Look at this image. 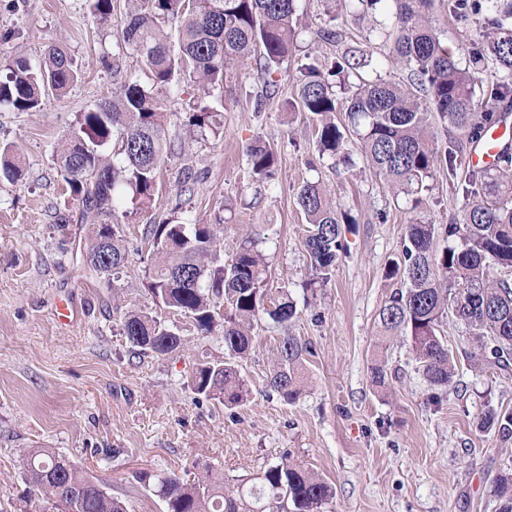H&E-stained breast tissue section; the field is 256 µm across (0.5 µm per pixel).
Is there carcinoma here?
I'll use <instances>...</instances> for the list:
<instances>
[{"label": "carcinoma", "mask_w": 512, "mask_h": 512, "mask_svg": "<svg viewBox=\"0 0 512 512\" xmlns=\"http://www.w3.org/2000/svg\"><path fill=\"white\" fill-rule=\"evenodd\" d=\"M395 4L386 62L408 70L409 84L381 77L362 80L340 101L333 81L366 65L348 47L329 62L313 59L300 68L291 106L314 121L319 155L343 158L348 136L334 114H348L369 167L394 196L411 209L423 204L430 180L441 167L457 179L468 145L499 122L496 109L512 104V0H448V18L467 22L478 16L485 30L462 67L445 47L425 13L430 0H392ZM297 0H135L123 24L113 62L125 50L135 52L148 70L150 83L127 81L112 97L79 114L75 127L54 149L64 180L78 196L82 224H96L85 243L87 266L101 287L110 286L125 266L118 202L129 195L135 208L155 201L160 169L171 150L164 120L166 94L182 79L197 86L220 85L228 68L252 54L263 59L265 75L288 60L295 41ZM173 23L176 35L163 24ZM500 73L488 98L476 99L480 75ZM79 79L74 61L53 45L44 59L16 60L0 79V105L18 111L40 108L49 95L62 96ZM448 122V144L433 145L430 118ZM189 125L204 133H222L217 114L194 106ZM252 176L268 182L276 176V154L260 136L246 147ZM15 149L0 147V174L18 171ZM468 200L461 218L441 227L422 216L407 225L390 275L399 279L377 315L380 339L397 333L410 337L419 369L429 386H448L460 360L481 364L502 375L512 373V153L499 152L495 163L472 170L461 184ZM306 221L304 247L310 278L305 288L322 287L345 251L342 225L356 223L329 199L318 181H304L296 192ZM149 238L160 254L147 283L156 305L190 319L203 336L223 338L229 358L197 363L190 378L194 393L236 406L248 396L237 359L251 349L256 329L267 319L283 325L297 314L288 289L272 293L265 284L262 255L242 246L227 263L219 260L217 235L210 224L149 225ZM444 246L434 249L436 239ZM497 270L499 275L491 272ZM462 323L473 347L457 354L442 334L447 318ZM123 333L141 354L167 357L183 348L181 336L157 319L136 311L122 320ZM311 346L284 336L276 349L267 385L288 402L301 392V369ZM480 427L512 437V410L488 406ZM25 502L37 496L52 502L55 512H127L126 504L90 478L69 457L52 448L24 449ZM260 485L224 484V475L208 464L185 481L176 474L155 486L167 512H322L334 497L325 480L284 457L262 471ZM497 512H512V473L495 479Z\"/></svg>", "instance_id": "cac0c4a2"}]
</instances>
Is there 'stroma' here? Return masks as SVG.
<instances>
[{"label": "stroma", "instance_id": "1", "mask_svg": "<svg viewBox=\"0 0 512 512\" xmlns=\"http://www.w3.org/2000/svg\"><path fill=\"white\" fill-rule=\"evenodd\" d=\"M112 4L111 20L102 22L90 0H0L1 77L16 58L37 61L55 42L66 45L82 75L41 109L0 106V143L17 144L22 163L17 181L0 179V512L25 508L20 451L32 445L68 456L130 512H165L154 493L161 476L189 479L197 464L209 463L236 484L283 457L333 485L323 512H496L493 483L512 469V439L481 431L478 421L487 406L512 409V376L464 361L436 399L408 336L377 348L375 317L399 285L389 264L417 214L392 195L357 146L349 148L347 170L320 157L311 121L289 107L305 56L329 60L342 46L364 52L370 62L364 75L407 84L406 69L382 63L389 52L380 33L387 0L369 13L357 0H299L296 47L262 108L241 93L264 85L252 58L234 64L220 88L172 92L165 116L171 151L155 201L137 212L121 203L116 219L127 264L104 289L88 278L77 250L91 225L61 232L54 224L56 211L77 213L78 203L53 148L81 112L110 97L121 81H148L134 53L124 54L120 73L102 64L115 53L117 21L132 6ZM428 15L442 43L467 62L480 21H449L446 0H433ZM321 27L340 30V45L319 40ZM195 98L218 110L222 136L189 128ZM258 135L277 152L269 183L249 175L246 146ZM306 180L321 182L354 218L343 227L346 249L331 280L312 294L303 289L305 219L296 203ZM431 186L426 218L446 224L461 215L466 201L446 171H436ZM163 221L216 225L225 261L253 238L266 259L268 288H288L297 304L289 323L266 321L257 330L240 362L250 396L239 407L225 408L188 386L199 361L224 358L222 338L199 335L191 319L158 307L147 289L157 258L146 229ZM133 308L178 329L184 348L164 358L134 354L121 332ZM287 334L312 346L302 394L293 402L266 385L278 340ZM377 359L388 373L383 389L370 378Z\"/></svg>", "mask_w": 512, "mask_h": 512}]
</instances>
